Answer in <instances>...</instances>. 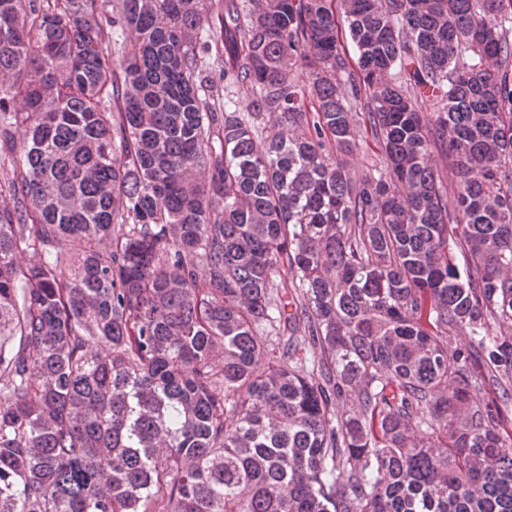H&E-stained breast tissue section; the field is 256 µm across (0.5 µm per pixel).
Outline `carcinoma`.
Returning a JSON list of instances; mask_svg holds the SVG:
<instances>
[{"mask_svg": "<svg viewBox=\"0 0 512 512\" xmlns=\"http://www.w3.org/2000/svg\"><path fill=\"white\" fill-rule=\"evenodd\" d=\"M110 2L0 0V512H512V0ZM360 146L353 154L346 157L348 165L358 171L374 173L376 170L382 168V162L365 144L359 137Z\"/></svg>", "mask_w": 512, "mask_h": 512, "instance_id": "obj_1", "label": "carcinoma"}]
</instances>
